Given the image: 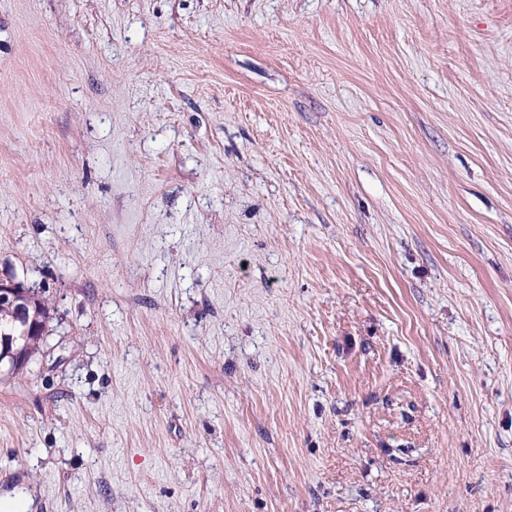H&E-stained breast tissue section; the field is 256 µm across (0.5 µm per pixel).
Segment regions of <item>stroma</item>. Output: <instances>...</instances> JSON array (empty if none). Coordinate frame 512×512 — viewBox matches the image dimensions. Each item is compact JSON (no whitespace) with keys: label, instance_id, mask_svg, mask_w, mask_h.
<instances>
[{"label":"stroma","instance_id":"1","mask_svg":"<svg viewBox=\"0 0 512 512\" xmlns=\"http://www.w3.org/2000/svg\"><path fill=\"white\" fill-rule=\"evenodd\" d=\"M0 512H512V0H0ZM11 307L15 317L24 325L25 330L21 336L25 343L15 352L10 351L8 355L12 358L13 365L16 369L23 368L29 361L30 355L26 350H30L29 343H40L44 338L45 328L41 322L35 309V304L31 300L28 291L21 283L14 281L2 280L0 278V306ZM33 314L30 315V309Z\"/></svg>","mask_w":512,"mask_h":512}]
</instances>
